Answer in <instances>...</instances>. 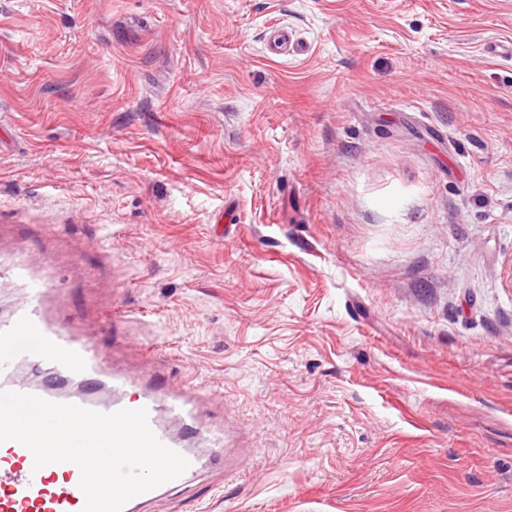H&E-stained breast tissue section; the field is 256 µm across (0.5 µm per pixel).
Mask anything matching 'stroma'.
<instances>
[{
	"instance_id": "stroma-1",
	"label": "stroma",
	"mask_w": 512,
	"mask_h": 512,
	"mask_svg": "<svg viewBox=\"0 0 512 512\" xmlns=\"http://www.w3.org/2000/svg\"><path fill=\"white\" fill-rule=\"evenodd\" d=\"M491 41L512 0H0V261L224 432L149 512H512Z\"/></svg>"
}]
</instances>
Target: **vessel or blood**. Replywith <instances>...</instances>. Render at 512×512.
Instances as JSON below:
<instances>
[{
    "instance_id": "obj_1",
    "label": "vessel or blood",
    "mask_w": 512,
    "mask_h": 512,
    "mask_svg": "<svg viewBox=\"0 0 512 512\" xmlns=\"http://www.w3.org/2000/svg\"><path fill=\"white\" fill-rule=\"evenodd\" d=\"M24 291L22 303L0 319V390L32 394L56 403H71L102 413L146 409L157 439L189 462L177 479L129 500L123 512L145 507L193 482L201 467L186 441L199 438L197 406L201 389L194 384H159L156 378L131 386L127 377L108 372L97 347L77 333L73 320H59L45 307L50 280L28 266H0V281ZM43 370L48 381L32 384L18 375L19 365ZM81 471L71 462L35 468L32 452L16 441L0 443V512H83Z\"/></svg>"
}]
</instances>
